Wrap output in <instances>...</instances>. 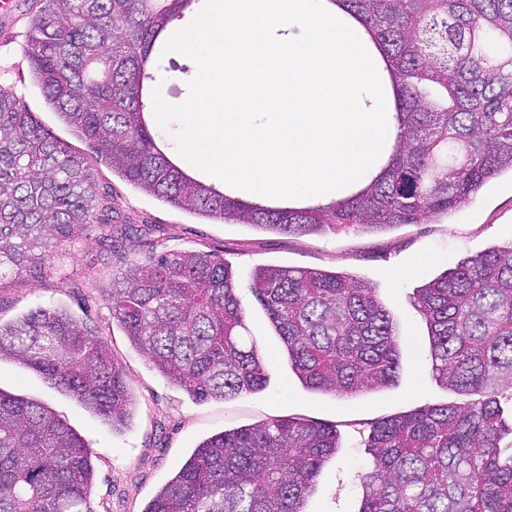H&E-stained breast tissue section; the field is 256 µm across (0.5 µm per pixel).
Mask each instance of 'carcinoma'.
I'll use <instances>...</instances> for the list:
<instances>
[{
    "label": "carcinoma",
    "mask_w": 512,
    "mask_h": 512,
    "mask_svg": "<svg viewBox=\"0 0 512 512\" xmlns=\"http://www.w3.org/2000/svg\"><path fill=\"white\" fill-rule=\"evenodd\" d=\"M199 0H40L23 46L34 81L63 121L124 180L178 209L226 224L315 234L428 224L512 172V0H339L361 21L392 77L404 130L379 176L326 206L249 204L186 174L146 119L161 72L156 51ZM91 163L19 98L0 93V270L42 274L56 249L102 223ZM238 283L203 251L133 262L103 293L148 360L199 400L266 384L247 336ZM252 293L288 366L311 391L352 397L394 383V319L358 279L322 270L259 269ZM436 379L460 403L430 405L372 427L359 512H512V243L467 258L416 290ZM9 359L114 425L130 416L125 374L107 343L58 307L0 324ZM340 448L336 427L272 419L200 443L143 512H304ZM85 440L48 406L0 388V512H92Z\"/></svg>",
    "instance_id": "carcinoma-1"
}]
</instances>
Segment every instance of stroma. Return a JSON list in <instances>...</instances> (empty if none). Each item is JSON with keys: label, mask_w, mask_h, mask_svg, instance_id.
I'll return each instance as SVG.
<instances>
[{"label": "stroma", "mask_w": 512, "mask_h": 512, "mask_svg": "<svg viewBox=\"0 0 512 512\" xmlns=\"http://www.w3.org/2000/svg\"><path fill=\"white\" fill-rule=\"evenodd\" d=\"M38 7V0H15L11 11L0 13V91L22 97L59 138L92 158L95 191L112 203V239L104 242L99 231L89 232L71 245L58 271L0 272V323L41 307L66 308L104 338L122 366L134 401L133 416L128 428L114 431L76 398L8 360L0 362V387L46 403L85 438L95 464L93 512H142L199 442L226 429L288 416L336 425L341 436L336 457L316 479L306 512H359L360 476L371 466L363 442L371 427L399 413L456 399L433 378L423 358L428 332L415 293L458 261L512 243V175L490 180L448 219L385 231L300 236L200 218L123 180L108 163L95 159L90 143L73 134L48 107L22 53ZM183 251L216 254L234 269L249 333L272 364L264 389L230 400H195L155 370L113 321L102 289L121 277L132 261ZM423 254L431 255V262L402 275V268ZM263 265L343 273L375 288L403 339L397 384L350 399L303 388L250 290L255 268Z\"/></svg>", "instance_id": "1"}]
</instances>
